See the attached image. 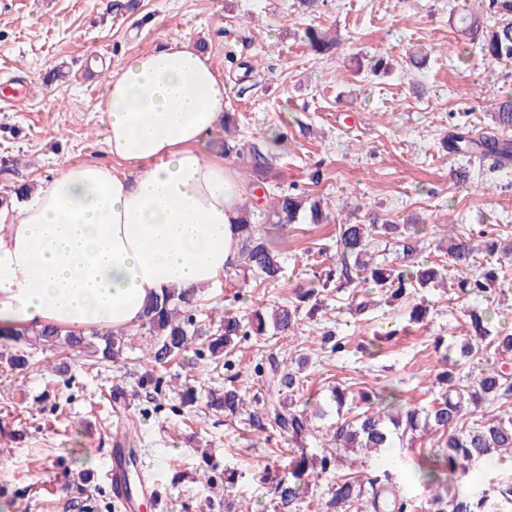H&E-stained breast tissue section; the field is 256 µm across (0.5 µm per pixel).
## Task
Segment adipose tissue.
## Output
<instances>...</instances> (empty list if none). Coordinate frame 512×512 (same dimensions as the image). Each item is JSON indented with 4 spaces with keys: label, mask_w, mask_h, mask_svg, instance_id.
Segmentation results:
<instances>
[{
    "label": "adipose tissue",
    "mask_w": 512,
    "mask_h": 512,
    "mask_svg": "<svg viewBox=\"0 0 512 512\" xmlns=\"http://www.w3.org/2000/svg\"><path fill=\"white\" fill-rule=\"evenodd\" d=\"M224 79L188 39L128 57L104 89L124 170L65 162L0 223V324L129 329L150 299L213 286L237 261L243 183L207 144Z\"/></svg>",
    "instance_id": "1"
}]
</instances>
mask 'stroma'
I'll return each instance as SVG.
<instances>
[{
	"instance_id": "1",
	"label": "stroma",
	"mask_w": 512,
	"mask_h": 512,
	"mask_svg": "<svg viewBox=\"0 0 512 512\" xmlns=\"http://www.w3.org/2000/svg\"><path fill=\"white\" fill-rule=\"evenodd\" d=\"M110 0H0V202L22 188L37 191L69 160L111 162L102 132L108 70L164 39L200 43L224 78L227 111L244 142L286 138L274 151L277 184L322 199L334 220H308L282 232L268 229L279 248L284 278L260 284L242 267L227 270L215 288L200 289L197 322L229 313L269 312L309 287L321 260L336 253L337 220L368 223L372 215L398 224L419 257L445 259L451 227L475 241L512 240V165L498 169L478 156L446 148L445 136H508L495 115L512 91V59L485 60L478 43L455 20L477 13L493 26L487 0H321L316 13L296 0H141L130 17L114 15ZM337 37L328 54H311L307 27ZM322 179L313 182L314 169ZM493 291L457 297L453 286L424 288L409 304L362 307L364 289L342 284L301 309L292 334L251 336L231 355L248 394L261 384L258 366L273 355L306 356L296 409L312 414L310 452L329 430L358 413L363 397L393 389L404 403L424 407L436 391L440 345L461 341L470 311H490L492 330H512V259ZM427 309L410 320L412 305ZM395 334L378 338L379 322ZM343 337L336 354L324 332ZM124 358L95 369L82 357L33 348L32 368L0 363V502L12 512H116L109 481L118 427L127 426L140 465L153 470L161 505L138 502L136 512H274L273 460L291 443L277 429L251 432L245 418L229 419L204 402L182 406V385L220 389L223 362L195 354L157 367V398L139 384L142 350L151 338L140 327L126 335ZM67 368L55 374L57 365ZM123 388V403L110 397ZM345 389L343 407L332 388ZM441 435H416L380 455L351 453L339 474L390 470L402 492L425 504L430 489L414 471L439 448ZM233 474L208 483V467Z\"/></svg>"
}]
</instances>
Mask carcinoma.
Wrapping results in <instances>:
<instances>
[{
  "instance_id": "cac0c4a2",
  "label": "carcinoma",
  "mask_w": 512,
  "mask_h": 512,
  "mask_svg": "<svg viewBox=\"0 0 512 512\" xmlns=\"http://www.w3.org/2000/svg\"><path fill=\"white\" fill-rule=\"evenodd\" d=\"M489 9L500 16L501 23L491 29L475 15L460 17L461 32L479 42L483 56L491 59H512V0H489ZM305 42L316 55H323L333 46L332 40L322 31L309 27L304 31ZM497 123L512 126V97L506 95L498 103ZM237 127L234 114L224 113V139L220 148L226 156H240L242 149L232 130ZM280 137L260 145L253 144L245 157L249 169L251 186L261 187L268 183L273 154L269 145H277ZM471 144L489 154L512 157V143L495 137L478 139L455 136L448 147L455 150ZM313 224L328 219L321 200L298 196L283 191H274L269 206L265 209L268 224L279 226L296 224L303 217ZM241 234L239 258L244 271L260 279L262 283H277L281 278L280 252L274 249L265 237L257 232L256 225L248 218V208L241 207ZM397 232V226L378 223L337 225L336 254L325 278L317 288H307L296 294V304L278 306L265 316L254 311L243 319L222 315L218 327L211 335L200 328L199 336H207L205 344L210 356L218 358L235 349L244 336L292 332L301 306L315 299L319 289L330 283L333 272L358 284H369L378 290L388 305L402 304L410 295L431 284H442L447 278V267L458 274V286L472 293H485L498 281L496 268H477L478 246L465 233L448 235V265L422 266L412 261L414 247L402 245L404 264L387 268L373 261L370 244L374 237ZM194 309L193 296L186 291L173 290L147 303L139 327L153 336L148 348V361L165 364L183 355L192 343L190 326ZM41 345L51 349L73 350L83 355L89 367L115 363L122 358L125 341L119 333L109 330L103 334L93 333L87 338L83 333L44 325L40 328L14 329L0 326V358L13 370L23 372L31 366L27 347ZM501 353L512 352V333L494 335L486 314L473 311L469 314V330L459 347L460 360L446 366L439 375L440 391L427 407H401L391 392L381 391L376 395L378 407L357 414L348 424H341L321 449L319 467L309 469L308 457H302L297 466L280 478L274 487V508L279 512H297L299 502L306 496L310 478L327 476L338 462V451L369 448L382 453L395 442L417 431L430 429L448 435L443 449L423 458L416 476L428 488L438 487L444 492H435L428 499L427 512H512V485L500 487L492 497L484 492L474 493L464 489L469 466L475 461L497 459L500 452L512 449V417L480 418L465 424V411L471 405H495L512 396V375L500 369L488 368L480 378H465L456 373L460 361L481 360L489 348ZM307 358L298 357L297 367L291 368L288 361L269 358L268 367L262 371V391L254 395L255 409L246 408L242 388L227 385L223 391L208 392L206 405L231 417L245 416L255 431H265L267 425H275L280 433L294 439L310 434V423L305 411L295 409L288 402L295 389L301 385V374ZM320 508L325 512H416L414 500L400 493L387 471L365 479L341 476L336 487Z\"/></svg>"
}]
</instances>
